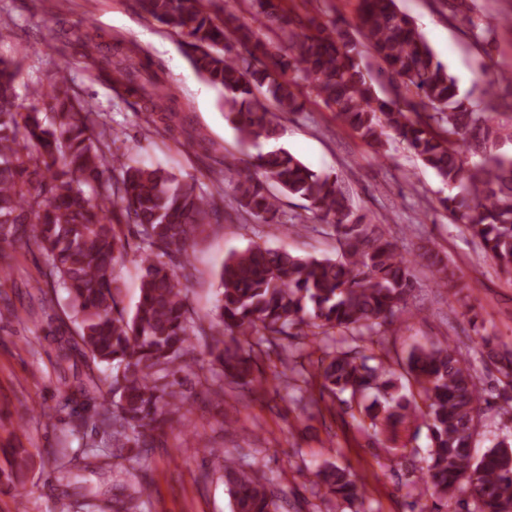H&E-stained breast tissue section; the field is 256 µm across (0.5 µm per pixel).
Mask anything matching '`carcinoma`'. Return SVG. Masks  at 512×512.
I'll return each mask as SVG.
<instances>
[{"instance_id":"obj_1","label":"carcinoma","mask_w":512,"mask_h":512,"mask_svg":"<svg viewBox=\"0 0 512 512\" xmlns=\"http://www.w3.org/2000/svg\"><path fill=\"white\" fill-rule=\"evenodd\" d=\"M209 0H138L140 9L177 35L193 51L196 71L224 97V112L240 141L271 145L237 170V209L262 224H279L278 199L266 183L308 202L333 228L339 255L302 257L286 249L249 246L229 255L218 271L219 292L209 330L196 324L185 282L190 262L175 269L170 253L189 256L219 216L213 195L162 167L121 159L97 131L100 115L69 94L65 71L53 88L49 111L21 110L16 102L18 62L0 58V243L35 245L48 263L47 277L67 291L73 335L56 339L58 365L81 358L87 372L74 376L72 395L99 389L96 372L110 370V403L99 427L114 457L136 462L188 402L177 375L189 366L193 338L206 333L210 364L231 384L262 385L252 336H352L402 312L415 288L412 267L422 263L437 279L450 270L429 245L414 259L379 224L353 208L337 175L318 173L283 147L276 113L301 112L293 73L377 152L387 154L389 133L433 170L448 188L440 204L452 220L480 239L485 253L512 272V156L497 142L512 134L495 122L490 87L483 100L459 94L455 79L424 34L396 0H361L352 33L339 21L309 20L304 26L282 0H247L251 13L272 36L261 38L233 13L219 19ZM83 56L137 99L148 123L180 130L189 142H205L164 80L141 64L133 49L112 52L103 36H78ZM380 64L379 73L402 80L420 102L381 97L362 65L361 46ZM431 110L422 115L421 111ZM136 228L141 266L139 299L131 312L118 307L116 265L129 242L120 224ZM483 361L499 366L498 388L482 387L473 359L461 347L419 346L404 363V382L419 388L423 404L409 399L404 382L385 377L350 351L325 353L318 364L321 387L333 396L365 389L380 398L360 410L376 425L395 427L423 419L430 430L428 483L441 499L471 493L474 512H512V442L503 439L481 456L472 454L484 396L512 405V350L487 337L477 341ZM224 483L232 512H280L272 479L243 469L224 452ZM316 485L358 512L363 491L349 472L325 462Z\"/></svg>"}]
</instances>
